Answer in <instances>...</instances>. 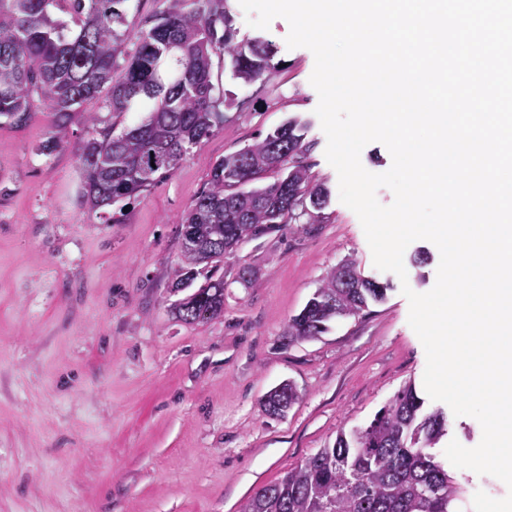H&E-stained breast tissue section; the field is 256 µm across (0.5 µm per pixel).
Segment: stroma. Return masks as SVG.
Instances as JSON below:
<instances>
[{
  "label": "stroma",
  "mask_w": 512,
  "mask_h": 512,
  "mask_svg": "<svg viewBox=\"0 0 512 512\" xmlns=\"http://www.w3.org/2000/svg\"><path fill=\"white\" fill-rule=\"evenodd\" d=\"M227 5L237 41L273 45V74L243 83L214 54L213 82L235 108L169 175L105 215L80 198L72 145L83 114L51 154L40 150L54 131L46 108L0 127V512H240L405 385L424 388L401 285L432 289L439 253L411 243L403 281L375 267L325 157L313 53L288 48L284 18L256 29L239 0ZM291 118L306 125L308 173L328 204L225 255L223 316L178 321L184 215L216 161ZM347 259L388 284L385 300L287 342L289 320ZM284 383L297 399L269 416L265 397Z\"/></svg>",
  "instance_id": "stroma-1"
}]
</instances>
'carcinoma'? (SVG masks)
Masks as SVG:
<instances>
[{
	"label": "carcinoma",
	"instance_id": "carcinoma-1",
	"mask_svg": "<svg viewBox=\"0 0 512 512\" xmlns=\"http://www.w3.org/2000/svg\"><path fill=\"white\" fill-rule=\"evenodd\" d=\"M127 2L0 0V119L21 126L41 105L54 112L55 133L41 146L50 154L68 146L73 114L84 109L87 131L76 151L81 198L92 211L139 194L224 122L214 96V54H224L232 78L247 84L275 69L271 44L235 41L226 0H171L145 20L130 55ZM104 91L112 111L139 112L138 122L117 135L102 125L95 107ZM306 151L304 125L288 120L213 165L210 187L183 218L184 266L172 288L189 287L202 264L215 268L225 249L324 208L328 191L311 184ZM267 174L272 183L251 186ZM205 243L212 248L202 263ZM349 271H357L351 259L328 273L288 322V341L315 338L331 321L385 298V285L362 275L347 281ZM173 311L185 323L222 315L224 279L205 276ZM295 399L293 386L284 384L266 396V413L279 416ZM447 434L443 411L426 410L408 384L368 425L339 432L333 445L258 490L242 512H462L467 488L433 452Z\"/></svg>",
	"mask_w": 512,
	"mask_h": 512
}]
</instances>
